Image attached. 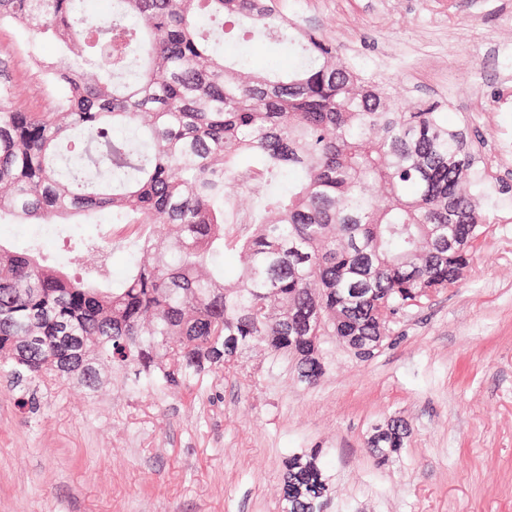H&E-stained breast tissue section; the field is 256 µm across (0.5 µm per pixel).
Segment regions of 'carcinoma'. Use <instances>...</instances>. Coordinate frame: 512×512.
Instances as JSON below:
<instances>
[{
  "instance_id": "obj_1",
  "label": "carcinoma",
  "mask_w": 512,
  "mask_h": 512,
  "mask_svg": "<svg viewBox=\"0 0 512 512\" xmlns=\"http://www.w3.org/2000/svg\"><path fill=\"white\" fill-rule=\"evenodd\" d=\"M0 0L28 38L48 108L12 104L0 54V217L50 224L112 211L151 224L134 269L106 288L108 236L72 252L73 278L0 244V366L17 385L56 378L95 391L101 369L147 389L188 388L258 346L291 355L310 385L324 346L375 357L420 288L465 278L474 243L511 204L476 139L437 102L404 105L279 0ZM262 35L299 65L247 71L224 35ZM41 40L57 44L51 61ZM241 272L224 281V248ZM403 419L367 440L389 462ZM319 452L281 476L283 512H328Z\"/></svg>"
}]
</instances>
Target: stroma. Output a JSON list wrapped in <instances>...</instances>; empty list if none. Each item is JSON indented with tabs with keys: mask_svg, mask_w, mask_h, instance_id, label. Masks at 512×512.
<instances>
[{
	"mask_svg": "<svg viewBox=\"0 0 512 512\" xmlns=\"http://www.w3.org/2000/svg\"><path fill=\"white\" fill-rule=\"evenodd\" d=\"M356 67L412 105L443 104L477 130L489 174L512 185V0H280ZM257 70L295 63L286 45L225 40ZM17 102L42 111L41 78L15 30ZM0 222V243L47 263L112 229ZM143 226L120 232L108 281L120 285ZM316 384L293 358L257 348L244 364L190 388L135 390L113 377L91 392L51 381L29 390L0 368V512H282L283 463L319 450L329 512H512V212L473 251L460 285L414 308L374 359L336 346ZM411 433L387 464L366 441L375 425Z\"/></svg>",
	"mask_w": 512,
	"mask_h": 512,
	"instance_id": "1",
	"label": "stroma"
}]
</instances>
